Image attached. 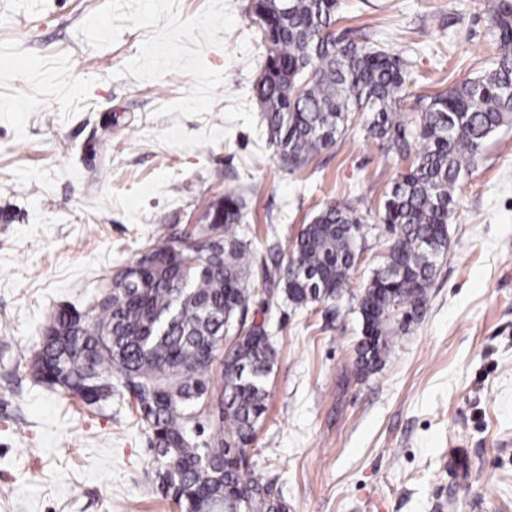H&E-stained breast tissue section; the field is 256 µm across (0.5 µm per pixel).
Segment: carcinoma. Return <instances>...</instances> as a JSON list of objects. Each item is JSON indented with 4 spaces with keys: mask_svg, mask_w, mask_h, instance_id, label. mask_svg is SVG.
<instances>
[{
    "mask_svg": "<svg viewBox=\"0 0 512 512\" xmlns=\"http://www.w3.org/2000/svg\"><path fill=\"white\" fill-rule=\"evenodd\" d=\"M337 10V0H253L264 49L254 93L269 144L294 168L334 145L357 114L388 151L416 148L384 201L389 254L358 299L357 362L369 375L385 364L393 323L416 320L427 301L447 254L461 174L512 121V5L494 9V67L421 99L414 128L395 120L408 91L404 61L342 44L332 29ZM241 208L242 197L229 191L180 243L151 240L87 313L59 308L30 358L34 378L92 408L121 389L151 435L159 486L181 512H288L283 496L247 471L276 351L268 325L247 322L255 256L237 231ZM360 232L351 207L322 208L294 241L293 270L266 263L265 281L295 306H335L347 293Z\"/></svg>",
    "mask_w": 512,
    "mask_h": 512,
    "instance_id": "cac0c4a2",
    "label": "carcinoma"
}]
</instances>
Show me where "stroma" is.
Returning <instances> with one entry per match:
<instances>
[{
  "mask_svg": "<svg viewBox=\"0 0 512 512\" xmlns=\"http://www.w3.org/2000/svg\"><path fill=\"white\" fill-rule=\"evenodd\" d=\"M251 0H0V512H178L150 436L113 394L90 410L27 361L62 304L85 310L151 239L179 241L243 195L256 256L351 206L364 238L334 312L283 302L261 267L248 319L277 362L250 472L288 512H512V123L463 174L448 256L385 365L357 363L356 296L392 244L385 195L412 164L352 123L281 163L254 97ZM492 0H341L337 36L407 64L396 118L488 69Z\"/></svg>",
  "mask_w": 512,
  "mask_h": 512,
  "instance_id": "obj_1",
  "label": "stroma"
}]
</instances>
